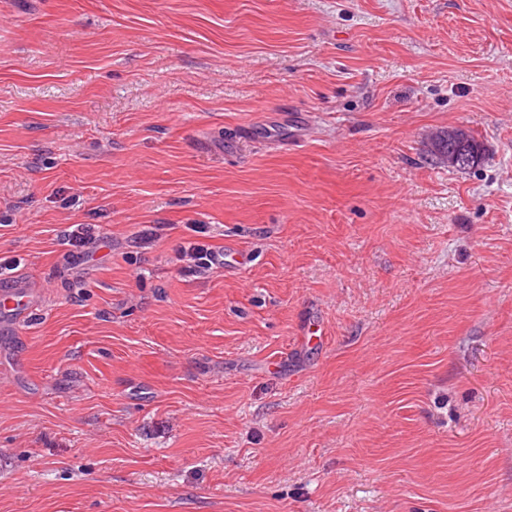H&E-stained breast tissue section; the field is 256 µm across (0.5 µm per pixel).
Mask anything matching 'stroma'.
Here are the masks:
<instances>
[{
	"label": "stroma",
	"instance_id": "1",
	"mask_svg": "<svg viewBox=\"0 0 512 512\" xmlns=\"http://www.w3.org/2000/svg\"><path fill=\"white\" fill-rule=\"evenodd\" d=\"M0 258V512H512V0H0ZM466 144L471 143L470 137L468 134V131L465 130L463 127H455L452 129H448V140L447 141H440L437 145H435V149L431 148L429 150L430 156L435 158L436 160L440 161V157L442 155H448V164L463 167L473 164L478 155L479 152L476 150L474 151V155L472 153H468L462 149H456L453 150L450 146V144ZM449 145V146H448ZM449 147V149H448ZM178 254L179 260L186 262V266L183 267L186 272L224 267V253L217 252L205 244L188 243L187 246L180 247ZM21 289L20 287L0 289V311L5 310L19 316L26 314L30 303L27 301V295Z\"/></svg>",
	"mask_w": 512,
	"mask_h": 512
}]
</instances>
